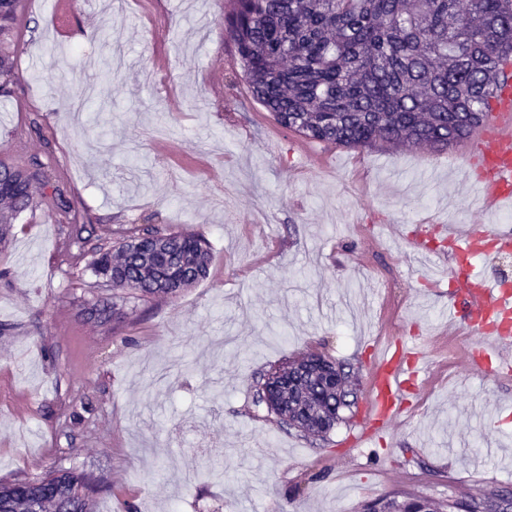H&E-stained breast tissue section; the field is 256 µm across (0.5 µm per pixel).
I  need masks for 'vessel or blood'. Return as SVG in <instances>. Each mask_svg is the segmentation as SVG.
Wrapping results in <instances>:
<instances>
[{
    "instance_id": "b4317fda",
    "label": "vessel or blood",
    "mask_w": 512,
    "mask_h": 512,
    "mask_svg": "<svg viewBox=\"0 0 512 512\" xmlns=\"http://www.w3.org/2000/svg\"><path fill=\"white\" fill-rule=\"evenodd\" d=\"M481 195L465 231H442L438 259L456 267V282L448 300V316L470 333L481 336L480 357L491 371L512 377V288L475 275L472 258L485 250L512 252V231L486 229V211L512 203V77H501L493 89L487 120L475 134L467 157ZM401 350L385 348L372 373L370 411L374 428L388 431L404 409V394L416 378L405 369Z\"/></svg>"
}]
</instances>
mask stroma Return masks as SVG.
I'll list each match as a JSON object with an SVG mask.
<instances>
[{
	"mask_svg": "<svg viewBox=\"0 0 512 512\" xmlns=\"http://www.w3.org/2000/svg\"><path fill=\"white\" fill-rule=\"evenodd\" d=\"M229 7L72 0L62 40L46 0H24L0 159L50 163L54 188L0 242V480L85 471L103 486L95 512H362L396 493L512 491V381L474 358L478 337L445 330L452 268L408 244L438 247L427 215L469 217L467 144L296 151L244 79ZM67 204L103 238L203 234L209 277L96 326L87 311L112 288L79 261ZM386 341L418 346L419 384L358 449L370 347ZM305 352L358 379L323 441L256 400L260 375Z\"/></svg>",
	"mask_w": 512,
	"mask_h": 512,
	"instance_id": "35a3bbf8",
	"label": "stroma"
}]
</instances>
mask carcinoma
Here are the masks:
<instances>
[{
  "label": "carcinoma",
  "instance_id": "carcinoma-1",
  "mask_svg": "<svg viewBox=\"0 0 512 512\" xmlns=\"http://www.w3.org/2000/svg\"><path fill=\"white\" fill-rule=\"evenodd\" d=\"M224 33L234 43L252 94L289 132L328 145L442 151L482 125L499 67L512 58V0H233ZM22 0H0V96L12 92ZM51 187L38 158L27 167L0 160V239ZM71 237L86 268L116 293L96 301L102 325L135 301L174 297L206 279L210 249L195 232L155 227L110 242L72 217ZM292 393L281 426L325 437L354 405L353 376L338 388L307 356L288 362ZM99 487L76 469H51L0 483V512H93ZM500 492L466 502L377 499L364 512H501Z\"/></svg>",
  "mask_w": 512,
  "mask_h": 512
}]
</instances>
